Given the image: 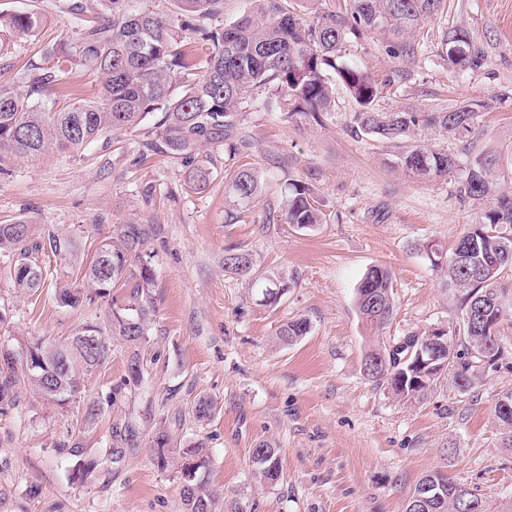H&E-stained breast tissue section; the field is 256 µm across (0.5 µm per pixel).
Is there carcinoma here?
<instances>
[{
	"instance_id": "cac0c4a2",
	"label": "carcinoma",
	"mask_w": 512,
	"mask_h": 512,
	"mask_svg": "<svg viewBox=\"0 0 512 512\" xmlns=\"http://www.w3.org/2000/svg\"><path fill=\"white\" fill-rule=\"evenodd\" d=\"M141 0H72L67 12L77 20V36L61 39L46 49L44 58L32 62L24 75L23 92L0 83V156L5 153L38 154L52 148L79 151L103 135L139 126L149 115L158 114L153 139L147 150L178 158L187 168L186 180L196 189L206 186L217 159L211 154L197 159L206 142L224 143L229 155L247 147L238 136L236 117L247 94L264 89L276 98L283 119L289 123L320 125L332 111L335 97L326 71L335 72L357 104L351 113L350 132L359 137L402 141L420 128L457 137L471 130L475 110L470 104L447 111L404 110L386 112L377 107L378 85L363 70L340 61L341 48L348 37L365 31L381 30L397 38L393 52L413 60L418 44L406 34L435 19L444 0H344L340 11L309 18L301 11L287 9L279 0H251V11L232 22L210 26L209 20L224 17V0H166V9L154 11L140 6ZM45 24L37 9L0 13V54L6 40L16 34L34 36ZM441 44L448 63L461 69L481 65L483 53L474 46L467 30L455 28L443 33ZM79 67L97 71L101 84L92 99H81L58 108L55 91ZM454 154L412 143L402 147L395 164L413 178L433 179L460 176V192L482 199L495 192L498 159L477 155L460 171L452 167ZM232 193L237 204L248 205L263 193L260 173L247 167L231 175ZM280 219L300 230H311L323 223V212L316 205L310 185L302 180L288 182ZM512 229V194L496 196L493 207L481 221L469 225L451 254L435 243L426 245L430 265L447 273L448 284L460 291L459 309L465 316L474 308L484 314L503 317V299L512 287V238L502 233ZM155 236V226L126 222L112 226V233L101 238L91 258H79L77 245L69 240H52L50 248L63 250L83 264L81 287L58 288V301L64 307L78 308L97 301L107 306L108 332L95 322L80 325L52 351L37 338L26 345L25 362L16 370L9 355L0 358V411L16 405L15 388L19 377L26 378L48 402L65 407L81 398V368L87 375L112 358V340L138 347L146 340L148 321L155 311V275L144 248ZM41 248L32 225L22 221L0 224V255L14 261L15 287L37 291L46 279L43 268L31 260ZM224 270L247 277L261 291L264 305H276L289 285L281 277H270L255 268L252 254L241 247L224 255ZM356 305L364 325L376 335L393 320L395 298L392 274L382 265L364 274ZM310 322L298 317L279 329V336L294 343L307 335ZM104 337V344L89 350L83 337ZM398 341L372 345L365 358L374 355L382 363L367 370V376L394 395L405 384L407 400L419 401L444 376L464 392L474 391L482 380L481 369L490 365L486 358L502 354L499 331L488 332L482 323L468 322L463 332L449 339L451 370L412 380L409 364L415 354L419 334ZM138 354L127 361V370L113 385L107 401L122 391L138 386L142 374ZM494 417L503 444L512 447V409L502 410L495 401ZM111 454L134 446L136 430L127 425L112 433ZM169 435L158 432L153 439L157 464L164 467L169 457L179 464L183 482L180 489L182 512H219V497L211 488L206 471L209 454L206 443L197 440L185 448L169 447ZM253 474L259 481L275 484L280 480L279 449L269 441L260 442L251 453ZM443 499L429 497L421 512H456L458 494H465L467 512H512V498L495 505L474 488L448 479L440 490Z\"/></svg>"
}]
</instances>
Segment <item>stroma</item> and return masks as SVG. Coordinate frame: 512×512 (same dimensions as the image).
Segmentation results:
<instances>
[{
	"label": "stroma",
	"mask_w": 512,
	"mask_h": 512,
	"mask_svg": "<svg viewBox=\"0 0 512 512\" xmlns=\"http://www.w3.org/2000/svg\"><path fill=\"white\" fill-rule=\"evenodd\" d=\"M63 3L0 0L1 12L38 6L46 16L38 35L13 38L0 56V82L21 86L29 59L75 37ZM456 27L483 52L481 66L460 70L440 57L442 30ZM419 39L411 63L379 31L348 39L342 56L379 84L383 110L477 103L471 133L425 130L417 139L463 163L472 154L498 155L501 188L512 193V0H445ZM335 96L321 125L283 121L278 107L248 98L237 124L249 148L230 158L223 146L205 145L218 170L197 191L180 160L145 150L149 119L78 154L0 159L2 224L21 219L37 237L73 239L85 251L131 217L158 228L147 247L157 303L146 342L134 351L113 341L111 362L83 377V399L68 408L23 381L15 407L0 414V512H182L177 468L154 460L161 430L174 448L206 439L211 483L244 512H405L419 479L440 468L485 496L512 497V448L503 446L493 416L498 394L512 389V297L500 326L504 357L485 370L476 392L460 393L445 379L412 404L364 375L370 337L355 304L363 274L384 265L393 274L396 314L383 340L456 323L458 292L431 267L424 246L436 240L452 248L493 201L467 198L453 177L415 180L395 169L397 143L353 137L354 104L343 87ZM241 166L261 173L265 191L229 224L228 173ZM292 179L311 185L321 205L324 222L314 230L267 221L280 212ZM236 246L249 250L259 270L288 280L278 305H261L256 289L225 271L224 253ZM36 262L48 276L28 294L15 287L12 262L0 259L1 352L20 353L38 337L62 341L80 323L105 319L104 305L72 309L57 300V283L80 284V263L47 248ZM299 316L309 319V333L282 342L280 327ZM134 352L144 363L139 386L84 425L85 400L105 398ZM202 396L217 405L205 421L193 414ZM128 425L137 445L112 459L111 431ZM75 440L81 452L70 451ZM263 440L280 453L282 474L272 486L252 474L251 452ZM82 456L97 466L80 481L73 470Z\"/></svg>",
	"instance_id": "1"
}]
</instances>
